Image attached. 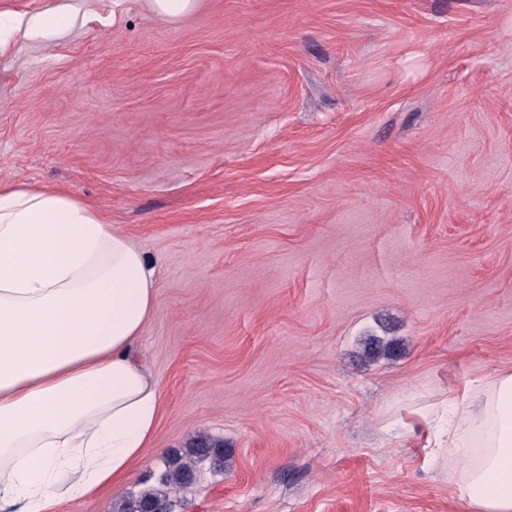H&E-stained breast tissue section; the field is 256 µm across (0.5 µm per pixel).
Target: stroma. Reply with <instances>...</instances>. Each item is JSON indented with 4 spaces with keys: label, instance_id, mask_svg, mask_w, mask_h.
Here are the masks:
<instances>
[{
    "label": "stroma",
    "instance_id": "stroma-1",
    "mask_svg": "<svg viewBox=\"0 0 512 512\" xmlns=\"http://www.w3.org/2000/svg\"><path fill=\"white\" fill-rule=\"evenodd\" d=\"M0 68V181L159 263L152 448L222 441L174 512H469L426 423L512 372V0H70ZM148 9L157 17L178 22L193 14L200 0H145Z\"/></svg>",
    "mask_w": 512,
    "mask_h": 512
}]
</instances>
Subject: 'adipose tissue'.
<instances>
[{"mask_svg":"<svg viewBox=\"0 0 512 512\" xmlns=\"http://www.w3.org/2000/svg\"><path fill=\"white\" fill-rule=\"evenodd\" d=\"M73 22L67 0L0 12V58L6 32ZM156 265L68 191L0 183V512L119 489L154 444L161 394L133 346L157 309ZM436 434L470 512H512V373L468 384Z\"/></svg>","mask_w":512,"mask_h":512,"instance_id":"ef3b65f1","label":"adipose tissue"}]
</instances>
